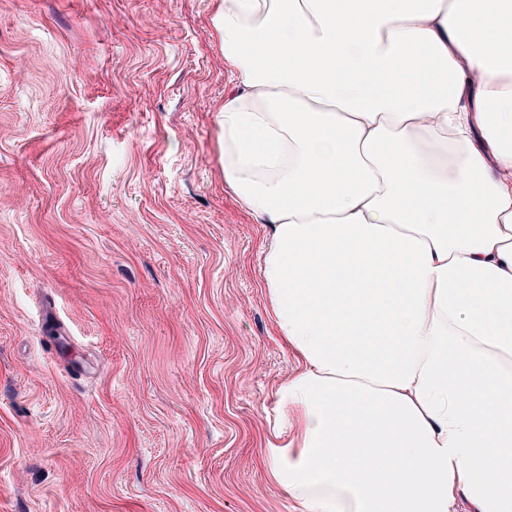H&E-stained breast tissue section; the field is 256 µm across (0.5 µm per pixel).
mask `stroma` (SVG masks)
Here are the masks:
<instances>
[{
  "mask_svg": "<svg viewBox=\"0 0 512 512\" xmlns=\"http://www.w3.org/2000/svg\"><path fill=\"white\" fill-rule=\"evenodd\" d=\"M212 0H0V512H296Z\"/></svg>",
  "mask_w": 512,
  "mask_h": 512,
  "instance_id": "1",
  "label": "stroma"
}]
</instances>
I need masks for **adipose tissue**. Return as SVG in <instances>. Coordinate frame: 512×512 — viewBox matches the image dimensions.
<instances>
[{
    "label": "adipose tissue",
    "mask_w": 512,
    "mask_h": 512,
    "mask_svg": "<svg viewBox=\"0 0 512 512\" xmlns=\"http://www.w3.org/2000/svg\"><path fill=\"white\" fill-rule=\"evenodd\" d=\"M224 181L299 512H512V0H216Z\"/></svg>",
    "instance_id": "adipose-tissue-1"
}]
</instances>
